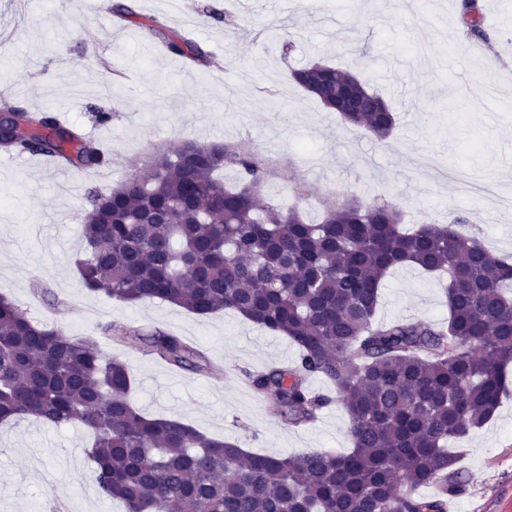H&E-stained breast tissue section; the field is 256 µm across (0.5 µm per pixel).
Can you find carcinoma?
Masks as SVG:
<instances>
[{
  "label": "carcinoma",
  "instance_id": "obj_1",
  "mask_svg": "<svg viewBox=\"0 0 512 512\" xmlns=\"http://www.w3.org/2000/svg\"><path fill=\"white\" fill-rule=\"evenodd\" d=\"M114 12L170 54L211 64L193 39L130 5ZM459 14L466 35L489 40L477 0H462ZM286 79L378 141L395 129L383 97L348 70L314 62L288 69ZM17 118L20 132L1 136L0 150L79 168L108 162L100 143L49 111L19 108ZM275 177L269 159L239 143L179 139L148 158L145 171L105 193L88 191L79 282L128 305L159 300L199 316L229 309L287 337L297 359L247 374L249 386L296 428L331 403L309 385L324 378L350 418L348 453L256 455L178 417L145 416L129 399L130 368L108 357L99 338L137 340L173 367L212 371L196 345L112 322L97 337L64 336L3 294L0 421L84 425L95 483L127 512H448V500L465 490L448 443L512 396V260L460 234L462 212L406 232L396 204L347 190L320 222H308L266 198ZM288 180L308 196L304 170L293 168ZM404 266L448 274L447 319L376 321L384 278ZM423 485L435 494L420 496Z\"/></svg>",
  "mask_w": 512,
  "mask_h": 512
}]
</instances>
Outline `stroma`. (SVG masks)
I'll return each instance as SVG.
<instances>
[{
    "label": "stroma",
    "mask_w": 512,
    "mask_h": 512,
    "mask_svg": "<svg viewBox=\"0 0 512 512\" xmlns=\"http://www.w3.org/2000/svg\"><path fill=\"white\" fill-rule=\"evenodd\" d=\"M85 12L81 0H0V80L19 89L30 112L52 109L107 150L112 173H63L42 158L0 152V294L66 336L92 334L111 321L158 328L198 343L218 366L206 377L175 370L137 345L104 344L134 377L130 400L145 415L176 416L208 436L260 454L349 451V416L332 402L307 428L282 426L270 399L245 383L248 372L293 362L288 338L231 311L198 316L153 301L127 305L82 289L83 215L90 189L116 186L177 138L243 141L308 171L312 195L296 200L287 180L269 197L298 205L307 221L340 204L353 185L363 199L398 204L411 224L449 222L467 212L464 233L493 254L512 257V0H478L490 42L473 43L457 21L459 0H136L137 11L167 29L190 33L211 52L201 69L162 53L133 23ZM228 9L240 26L206 17ZM290 49H283V42ZM367 61H360V54ZM316 61L341 66L381 91L396 113L378 142L348 129L335 113L287 82L285 72ZM110 113L99 124L96 111ZM488 181L499 202L473 203L461 176ZM43 281L49 291L34 295ZM378 321L442 320L443 283L416 267L393 271L381 288ZM82 427L55 429L32 420L0 424V512H123L104 499ZM464 493L448 512H512V398L461 441Z\"/></svg>",
    "instance_id": "obj_1"
}]
</instances>
